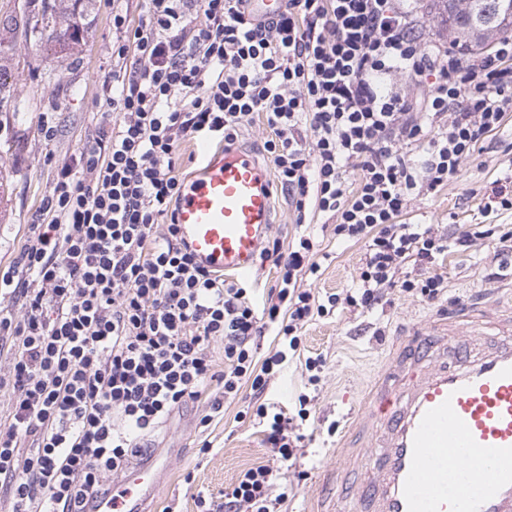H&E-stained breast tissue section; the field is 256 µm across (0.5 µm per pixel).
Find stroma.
Wrapping results in <instances>:
<instances>
[{"label":"stroma","instance_id":"stroma-1","mask_svg":"<svg viewBox=\"0 0 512 512\" xmlns=\"http://www.w3.org/2000/svg\"><path fill=\"white\" fill-rule=\"evenodd\" d=\"M118 10L138 22L143 0H90L82 20L86 44L64 65L41 59L25 45L15 48L11 71L15 93L24 96L36 87L41 95L23 122L0 112V268L8 266L24 244L58 165L78 153L102 119L98 98L101 81L112 70L116 38L112 14ZM45 121L56 129L53 140H44L41 134ZM511 167L512 113L497 134L483 141L481 151L464 163L457 180L414 202L405 214V221L431 225L438 234L448 232L453 224H488L497 230L467 250L453 249L440 258L438 270L448 278L445 299L428 302L393 288L383 307L364 313L341 307L335 315L304 327L298 355L271 380L272 401L291 406L304 394L310 412L309 418L294 423L305 439L293 463L277 466L278 481L287 485L289 493L278 512H312L318 495L335 490L325 474L336 466L346 417L358 409L368 383L384 367L394 338L425 327L456 306L478 301L489 288L498 289L501 301L512 304V254L503 251L498 238L512 230V211L485 213L479 192ZM316 238L321 251L330 255L322 264L316 289L342 297L353 293L362 244L336 240L327 231ZM317 355L324 365L313 385L304 362ZM249 398V389H242L237 401L225 404L223 420L206 428L199 425L208 411L206 403H191L176 413L165 437L157 439L149 452L150 458L166 466L161 490L150 504L152 512H200L196 496L201 492L214 504H222L225 488L240 472L272 462L259 427L237 417ZM206 440L212 448L205 453L201 444Z\"/></svg>","mask_w":512,"mask_h":512}]
</instances>
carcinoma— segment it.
I'll return each instance as SVG.
<instances>
[{
  "label": "carcinoma",
  "instance_id": "carcinoma-1",
  "mask_svg": "<svg viewBox=\"0 0 512 512\" xmlns=\"http://www.w3.org/2000/svg\"><path fill=\"white\" fill-rule=\"evenodd\" d=\"M82 2L84 0H24L18 6V13L6 16L8 33H0V103L12 99L9 111L13 112V117L29 111L35 99L33 95L15 98L9 95V68L5 62L13 58L17 40L35 50L50 48L63 52L74 49L80 41L75 12L77 4ZM492 5V9L474 15L468 14L465 8L458 10L454 31L448 33L452 46L465 53L479 50V46L468 42L466 27L478 21L498 24L507 5L502 0H492ZM430 14L438 21L439 28L448 29V0H430Z\"/></svg>",
  "mask_w": 512,
  "mask_h": 512
}]
</instances>
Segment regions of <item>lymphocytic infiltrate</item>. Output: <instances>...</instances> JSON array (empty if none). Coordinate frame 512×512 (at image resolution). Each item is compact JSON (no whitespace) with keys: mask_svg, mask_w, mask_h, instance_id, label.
<instances>
[{"mask_svg":"<svg viewBox=\"0 0 512 512\" xmlns=\"http://www.w3.org/2000/svg\"><path fill=\"white\" fill-rule=\"evenodd\" d=\"M112 26L116 68L99 102L115 118L59 169L0 273V295L22 311L0 310L6 512H94L106 475L176 411L208 396L210 426L246 386L274 462L292 459L303 440L294 418L261 398L304 326L341 301L305 284L321 270L316 217L363 242L359 291L342 301L367 312L391 288L437 299L448 286L440 257L485 236L438 235L401 216L457 179L512 112V38L461 58L425 36L415 0H286L270 19L248 0H144L137 26L120 13ZM397 77L423 87L422 100L389 90ZM257 120L298 230L297 244L262 250L278 271V302L264 312L246 283L194 260L175 222L181 145L230 144ZM267 335L277 345L265 354ZM273 464L242 471L224 512H277L287 495L272 491Z\"/></svg>","mask_w":512,"mask_h":512,"instance_id":"lymphocytic-infiltrate-1","label":"lymphocytic infiltrate"}]
</instances>
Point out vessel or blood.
<instances>
[{
  "label": "vessel or blood",
  "mask_w": 512,
  "mask_h": 512,
  "mask_svg": "<svg viewBox=\"0 0 512 512\" xmlns=\"http://www.w3.org/2000/svg\"><path fill=\"white\" fill-rule=\"evenodd\" d=\"M179 235L202 266L254 276L273 223L271 173L248 150L202 143ZM337 474L365 478L336 512H512V308L476 305L403 338L370 386ZM162 475L134 464L96 512H148Z\"/></svg>",
  "instance_id": "vessel-or-blood-1"
}]
</instances>
